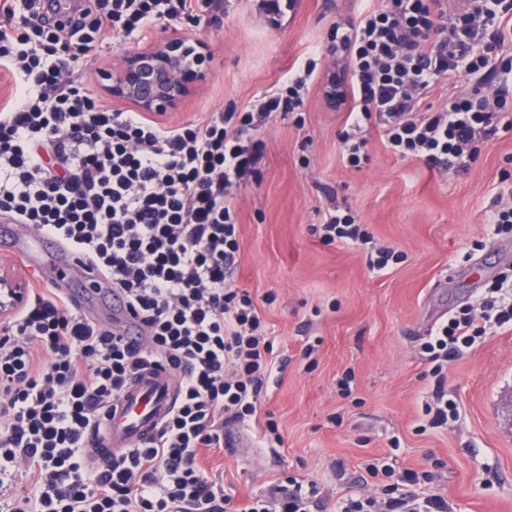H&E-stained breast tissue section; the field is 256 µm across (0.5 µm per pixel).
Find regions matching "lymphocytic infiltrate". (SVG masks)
<instances>
[{
    "instance_id": "lymphocytic-infiltrate-1",
    "label": "lymphocytic infiltrate",
    "mask_w": 512,
    "mask_h": 512,
    "mask_svg": "<svg viewBox=\"0 0 512 512\" xmlns=\"http://www.w3.org/2000/svg\"><path fill=\"white\" fill-rule=\"evenodd\" d=\"M200 0H90L46 22L38 0H0V71L14 92L0 106V215L54 234L119 288L144 331L127 344L73 310L52 288L0 323V512H232V495L203 465L224 447V425L256 419L272 370L269 336L249 291L229 276L239 250L230 191L256 175V132L295 111L312 70L237 112L167 126L103 105L74 78L112 39L152 26H198ZM512 29V0H386L337 28L351 104L345 123L376 121L390 151L428 168H459L504 117L457 85L459 72L492 81L490 53ZM448 82V103L423 100ZM324 241L367 245L353 216L324 213ZM512 325V304L488 296L481 313L439 324L422 345L434 374L463 355L486 320ZM181 378L177 406L157 432L102 462L90 446L104 415L143 370ZM379 498L352 494L341 512H454L428 470L365 463ZM27 485L15 490L18 475ZM248 500L239 512H320L314 484Z\"/></svg>"
}]
</instances>
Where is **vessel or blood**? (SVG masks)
I'll use <instances>...</instances> for the list:
<instances>
[{
	"label": "vessel or blood",
	"mask_w": 512,
	"mask_h": 512,
	"mask_svg": "<svg viewBox=\"0 0 512 512\" xmlns=\"http://www.w3.org/2000/svg\"><path fill=\"white\" fill-rule=\"evenodd\" d=\"M0 255L29 264L40 257L83 272L89 267L80 254L66 251L54 236L37 233L32 242L27 243L18 239L13 228L8 225L0 227ZM109 302L113 312L121 317L122 330L128 340H138V321L129 314L123 296L119 292H111ZM178 395L177 376L151 370L141 372L128 385L123 397L109 410L104 430L92 448L94 459L111 457L147 440L174 408Z\"/></svg>",
	"instance_id": "obj_1"
}]
</instances>
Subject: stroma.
I'll return each mask as SVG.
<instances>
[{
  "instance_id": "35a3bbf8",
  "label": "stroma",
  "mask_w": 512,
  "mask_h": 512,
  "mask_svg": "<svg viewBox=\"0 0 512 512\" xmlns=\"http://www.w3.org/2000/svg\"><path fill=\"white\" fill-rule=\"evenodd\" d=\"M382 0H300L269 25L256 0H224V16L203 17L194 36L209 48L206 84L160 123L197 122L240 110L315 63L300 114L273 115L259 138L257 177L231 191L241 226L232 278L250 291L274 338V368L261 419L238 426L242 447L212 453L209 473L236 498L268 493L284 474L316 482L323 512H339L349 492L375 494L363 461L399 440L397 468L433 467L455 512H512V328L487 334L451 363L429 371L420 345L457 311L479 309L500 274L512 269V232L498 231L493 200L512 191V129L479 146L463 170H437L390 153L374 126L363 129L369 160L341 161L345 114L325 103L321 85L333 64L324 47L336 24L357 21ZM112 40L75 75L105 105L102 78L122 55L159 36ZM495 81L485 92L512 122V40L493 51ZM351 211L377 245L403 251L376 272L362 249L323 243L316 230L330 206ZM354 373L350 394L339 381ZM458 408L446 426L424 414L437 387ZM273 418L280 441L261 440Z\"/></svg>"
}]
</instances>
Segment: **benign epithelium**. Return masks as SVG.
Listing matches in <instances>:
<instances>
[{
  "mask_svg": "<svg viewBox=\"0 0 512 512\" xmlns=\"http://www.w3.org/2000/svg\"><path fill=\"white\" fill-rule=\"evenodd\" d=\"M295 0H262L265 15L278 22ZM208 47L200 39L170 32L148 49L124 53L112 67L108 90L112 98L140 112L162 115L174 111L207 80ZM28 302V284L11 263L0 259V320L6 321Z\"/></svg>",
  "mask_w": 512,
  "mask_h": 512,
  "instance_id": "7a95c632",
  "label": "benign epithelium"
}]
</instances>
